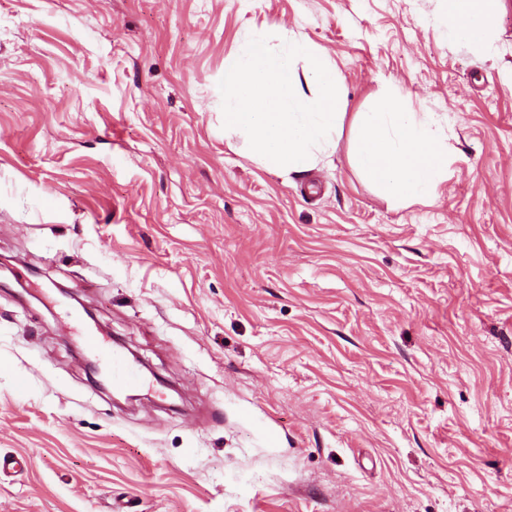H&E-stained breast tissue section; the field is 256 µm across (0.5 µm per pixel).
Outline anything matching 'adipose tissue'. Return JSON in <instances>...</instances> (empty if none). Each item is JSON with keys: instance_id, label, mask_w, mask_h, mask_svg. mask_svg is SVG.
I'll return each mask as SVG.
<instances>
[{"instance_id": "adipose-tissue-1", "label": "adipose tissue", "mask_w": 512, "mask_h": 512, "mask_svg": "<svg viewBox=\"0 0 512 512\" xmlns=\"http://www.w3.org/2000/svg\"><path fill=\"white\" fill-rule=\"evenodd\" d=\"M502 0H448L450 42L493 52L490 26ZM355 119L353 161L363 176L393 203L432 198L447 173L442 117L410 112L391 94Z\"/></svg>"}]
</instances>
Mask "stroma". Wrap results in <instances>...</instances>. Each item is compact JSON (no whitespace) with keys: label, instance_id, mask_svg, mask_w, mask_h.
I'll use <instances>...</instances> for the list:
<instances>
[{"label":"stroma","instance_id":"obj_1","mask_svg":"<svg viewBox=\"0 0 512 512\" xmlns=\"http://www.w3.org/2000/svg\"><path fill=\"white\" fill-rule=\"evenodd\" d=\"M0 0V512H512V0ZM258 29L448 119L431 202L224 139ZM153 370L113 404L81 337ZM448 41L496 50L490 41V26L502 0H448Z\"/></svg>","mask_w":512,"mask_h":512}]
</instances>
